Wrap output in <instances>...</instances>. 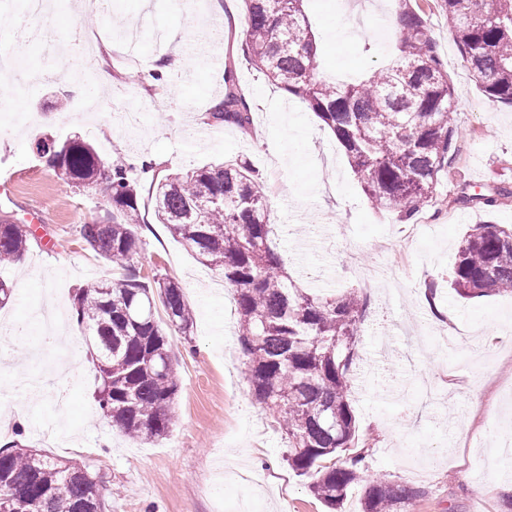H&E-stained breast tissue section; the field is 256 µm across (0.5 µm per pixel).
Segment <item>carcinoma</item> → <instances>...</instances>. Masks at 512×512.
<instances>
[{
    "instance_id": "carcinoma-1",
    "label": "carcinoma",
    "mask_w": 512,
    "mask_h": 512,
    "mask_svg": "<svg viewBox=\"0 0 512 512\" xmlns=\"http://www.w3.org/2000/svg\"><path fill=\"white\" fill-rule=\"evenodd\" d=\"M304 0H243L247 28L241 50L276 88L304 100L331 131L365 194L408 218L434 199L439 176L456 151L454 90L426 20L413 0H393L399 36L396 57L356 82L320 75L317 46ZM466 66L489 101L512 105V0H439ZM223 95L204 123L252 127L253 106L234 65L224 68ZM37 152L64 183L98 191L109 208L83 224V241L126 274L81 288L73 314L93 337L100 409L133 439L166 437L179 390L168 331L185 337L193 313L180 284L140 280V190L131 164L109 161L80 138L45 140ZM152 217L234 292L239 342L247 356L249 390L288 439V467L312 478L310 491L334 509L359 478L372 452L360 439L350 401L357 368L359 293L323 298L297 287L271 238L261 177L245 158L165 173L152 161ZM512 196L499 184L485 193L461 191L456 202L493 208ZM35 239L24 224L0 222V266L24 255ZM462 299L512 292V227L476 224L463 236L448 274ZM161 302L166 321L156 317ZM0 497L13 512H103L98 484L82 468L21 448L0 450ZM425 490L372 481L362 512H408Z\"/></svg>"
}]
</instances>
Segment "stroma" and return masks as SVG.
I'll return each instance as SVG.
<instances>
[{
  "label": "stroma",
  "mask_w": 512,
  "mask_h": 512,
  "mask_svg": "<svg viewBox=\"0 0 512 512\" xmlns=\"http://www.w3.org/2000/svg\"><path fill=\"white\" fill-rule=\"evenodd\" d=\"M417 2L454 86L459 136L457 155L422 211L429 225L408 246L405 221L367 198L332 133L245 60L242 0H234L220 45L205 38L216 17L204 0L175 12L167 0H112L86 28L78 0H49L44 32L69 42L79 30L95 36L94 54L114 80L97 96L75 89L68 75L84 60L45 59L32 41L23 64L44 77L0 112V185L9 187L0 192V215L36 236L19 263L0 267L15 288L0 307V324L28 321L34 308L51 305L70 352L59 361L34 338L0 341V415L25 416L20 431L0 432L1 447L17 440L83 467L98 481L106 512H327L307 478L289 469L283 433L251 397L233 293L160 224L137 228L141 276L177 280L195 311L190 337L169 338L180 377L175 419L156 443L112 429L96 401L86 332L72 314L78 288L119 272L79 234L108 204L58 179L35 145L78 136L109 160L144 156L173 170L241 156L276 184L266 198L288 272L310 292L353 288L369 300L351 389L359 432L373 448L364 482L423 486L410 512H501L503 494L512 491L498 453L512 437L501 411L512 406V294L464 300L444 287L433 298L428 286L449 271L472 225L512 224V197L491 209L456 202L461 189L512 183V106L488 100L462 62L447 14L432 0ZM382 6L381 17L352 38L345 0H307L326 76L362 78L394 55L392 0ZM173 28L184 31V69L162 88L132 82L114 56L121 34H133L138 56L150 59L165 50ZM228 63L254 106L249 133L203 122L223 92ZM189 71L196 74L190 84ZM401 247L404 264L394 259Z\"/></svg>",
  "instance_id": "obj_1"
}]
</instances>
